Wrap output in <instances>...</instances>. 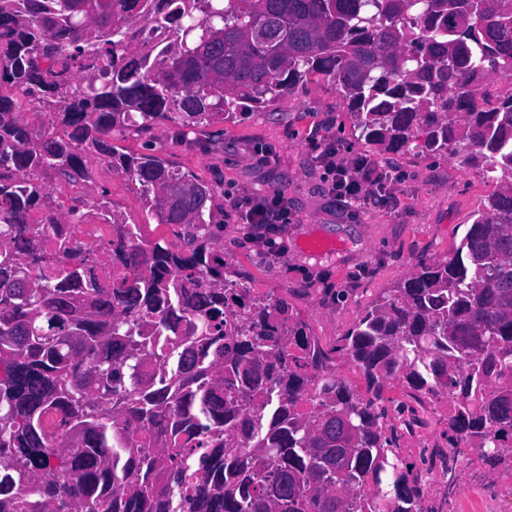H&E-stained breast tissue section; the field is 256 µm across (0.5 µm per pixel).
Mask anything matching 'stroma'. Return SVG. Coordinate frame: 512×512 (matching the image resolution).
Here are the masks:
<instances>
[{"label":"stroma","mask_w":512,"mask_h":512,"mask_svg":"<svg viewBox=\"0 0 512 512\" xmlns=\"http://www.w3.org/2000/svg\"><path fill=\"white\" fill-rule=\"evenodd\" d=\"M315 126L334 141L341 157L362 155L396 168L398 178L387 185L394 207L338 204L308 146L307 134ZM111 144L118 156L155 149L166 166L215 186L213 242L228 271L244 273L256 287L287 301L327 350L385 289L422 262L452 257L477 209L498 189L481 166L449 154L377 152L353 136L346 101L320 74L244 121L186 133L162 121L146 132L113 135ZM261 149L271 152L270 162H258ZM83 156L91 196H106L123 221L139 226L143 241L177 245L176 226L157 223L147 212L138 182L116 174L109 157L95 147H86ZM274 190L285 192L294 215L288 252L278 259L264 256L230 214L231 197ZM319 237L337 242V249L307 250L306 242Z\"/></svg>","instance_id":"35a3bbf8"}]
</instances>
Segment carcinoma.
I'll use <instances>...</instances> for the list:
<instances>
[{"mask_svg":"<svg viewBox=\"0 0 512 512\" xmlns=\"http://www.w3.org/2000/svg\"><path fill=\"white\" fill-rule=\"evenodd\" d=\"M0 0V512H423L416 465L380 405L391 382L452 390L446 438L512 473V0ZM147 23L163 33L139 41ZM328 75L358 138L448 152L499 184L453 257L362 312L336 375L284 300L224 292L215 188L150 153L139 182L180 246H141L104 198L112 256L25 222L48 173L86 178L82 150L160 119L192 130L248 116ZM41 103L31 129L13 90ZM84 287H64L76 269ZM205 272L201 282L199 272Z\"/></svg>","mask_w":512,"mask_h":512,"instance_id":"1","label":"carcinoma"}]
</instances>
